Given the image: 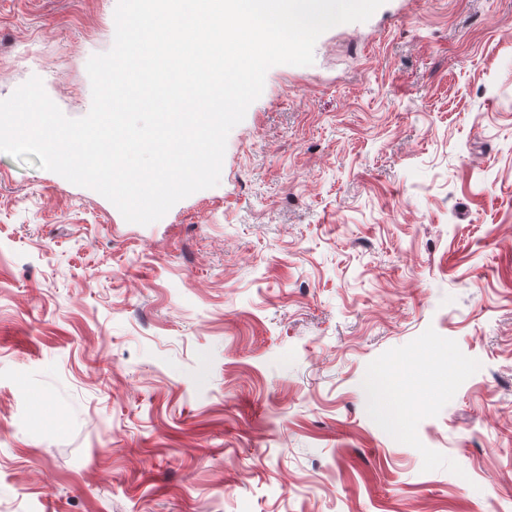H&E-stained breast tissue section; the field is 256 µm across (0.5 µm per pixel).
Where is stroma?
I'll return each instance as SVG.
<instances>
[{"label":"stroma","instance_id":"obj_1","mask_svg":"<svg viewBox=\"0 0 512 512\" xmlns=\"http://www.w3.org/2000/svg\"><path fill=\"white\" fill-rule=\"evenodd\" d=\"M117 0H0L70 118ZM468 491H460V480ZM512 512V0L267 71L165 223L0 153V512Z\"/></svg>","mask_w":512,"mask_h":512}]
</instances>
